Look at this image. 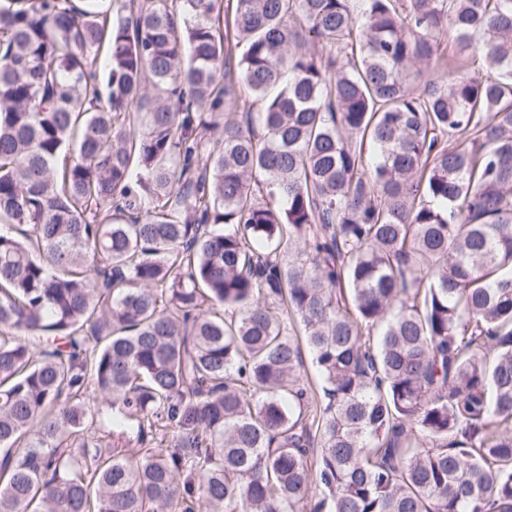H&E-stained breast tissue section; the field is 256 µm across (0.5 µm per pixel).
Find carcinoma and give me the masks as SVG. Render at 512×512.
<instances>
[{
  "mask_svg": "<svg viewBox=\"0 0 512 512\" xmlns=\"http://www.w3.org/2000/svg\"><path fill=\"white\" fill-rule=\"evenodd\" d=\"M351 2L0 0V512H512V0Z\"/></svg>",
  "mask_w": 512,
  "mask_h": 512,
  "instance_id": "obj_1",
  "label": "carcinoma"
}]
</instances>
